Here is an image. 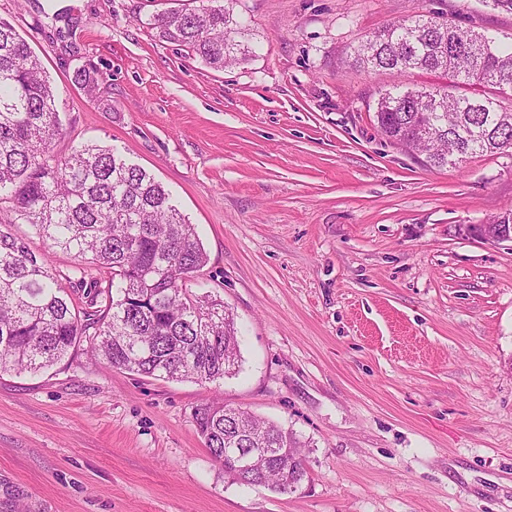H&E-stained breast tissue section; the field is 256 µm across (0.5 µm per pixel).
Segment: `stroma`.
<instances>
[{
  "instance_id": "35a3bbf8",
  "label": "stroma",
  "mask_w": 512,
  "mask_h": 512,
  "mask_svg": "<svg viewBox=\"0 0 512 512\" xmlns=\"http://www.w3.org/2000/svg\"><path fill=\"white\" fill-rule=\"evenodd\" d=\"M193 0H0L59 94L52 153L114 147L170 190L223 300L239 372L216 383L110 368L75 348L0 372V512H512V149L432 168L376 120L366 36L415 12L512 40L490 0H240L256 48L217 71L146 21ZM95 80L88 90L79 70ZM47 255L75 308L104 273ZM293 430L307 476L231 481L195 408Z\"/></svg>"
}]
</instances>
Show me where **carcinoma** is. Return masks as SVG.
Listing matches in <instances>:
<instances>
[{
	"label": "carcinoma",
	"instance_id": "1",
	"mask_svg": "<svg viewBox=\"0 0 512 512\" xmlns=\"http://www.w3.org/2000/svg\"><path fill=\"white\" fill-rule=\"evenodd\" d=\"M238 2L199 0L192 9L157 13L148 25L160 41L222 70L252 56ZM354 56L375 74L442 71L463 84L512 91L502 84L512 77V46L486 43L429 14L389 24ZM55 94L27 40L0 20V204H11L53 247L88 256L110 274L105 285L90 284L79 311L47 256L0 228V371L48 368L90 334L91 355L119 370L199 383L232 375L239 367L233 314L223 301L185 288L207 262L195 225L152 174L114 148L87 144L53 158L60 134ZM377 121L389 142L425 154L433 168L512 146V109L493 97H457L446 87L383 89ZM193 420L235 482L288 494L306 477L293 431L218 400L196 407ZM230 448L246 457L247 468L235 470L226 458Z\"/></svg>",
	"mask_w": 512,
	"mask_h": 512
}]
</instances>
